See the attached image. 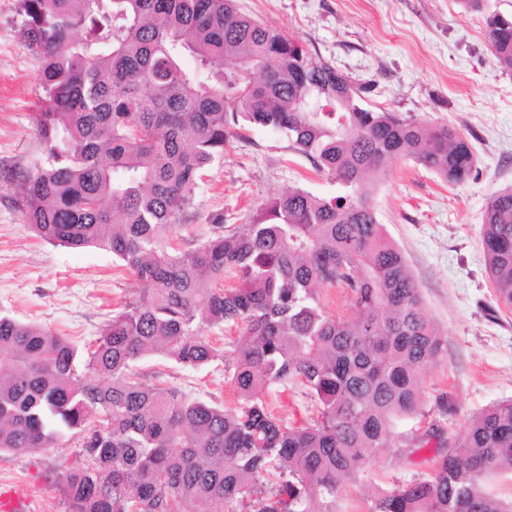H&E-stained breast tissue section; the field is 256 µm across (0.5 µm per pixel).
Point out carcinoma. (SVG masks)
Wrapping results in <instances>:
<instances>
[{
	"label": "carcinoma",
	"mask_w": 512,
	"mask_h": 512,
	"mask_svg": "<svg viewBox=\"0 0 512 512\" xmlns=\"http://www.w3.org/2000/svg\"><path fill=\"white\" fill-rule=\"evenodd\" d=\"M18 2L40 60L46 154L12 172L18 208L44 241L109 251L148 288L84 352L0 317V452L80 436L89 464L62 475L65 512H338L364 468L436 440L432 472L379 491L371 512H512L484 489L512 471V400L458 435L394 431L421 412L445 341L370 193L401 157L465 183L469 139L368 106L365 87L233 0ZM458 2L484 12L494 58L512 72V16ZM310 101L328 111H305ZM248 126L287 137L336 196L290 188L250 223L180 248L175 227L204 171ZM482 244L497 300L512 307V188L489 197ZM326 284L350 291L354 316L325 309ZM228 326L241 334L221 349L208 331ZM148 358L224 361L238 404L151 382L138 369ZM273 385L303 390L305 424L271 409Z\"/></svg>",
	"instance_id": "1"
}]
</instances>
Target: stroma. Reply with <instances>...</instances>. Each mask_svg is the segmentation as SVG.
I'll use <instances>...</instances> for the list:
<instances>
[{"label": "stroma", "instance_id": "35a3bbf8", "mask_svg": "<svg viewBox=\"0 0 512 512\" xmlns=\"http://www.w3.org/2000/svg\"><path fill=\"white\" fill-rule=\"evenodd\" d=\"M242 14L297 39L318 62L366 86L370 106L470 140L475 167L454 186L412 160H397L371 204L403 253L422 311L446 340L427 370L419 414L397 421L409 437L438 425L461 433L469 418L512 399V309L498 304L481 244L482 214L494 192L512 187V72L494 60L481 13L457 0H235ZM18 0H0V316L41 326L85 348L123 302L146 287L110 252L51 245L35 236L16 205L11 169L44 162L33 115L40 65L19 30ZM293 187L331 197L336 185L281 134L252 127L207 169L194 216L175 239L197 245L224 224L249 223L257 209ZM153 382L228 404L237 397L223 363L192 371L149 359ZM436 443L370 465L347 486L340 512H370L376 490L431 471ZM77 436L52 448L0 453V481L25 486L37 512H65L58 481L85 467Z\"/></svg>", "mask_w": 512, "mask_h": 512}]
</instances>
